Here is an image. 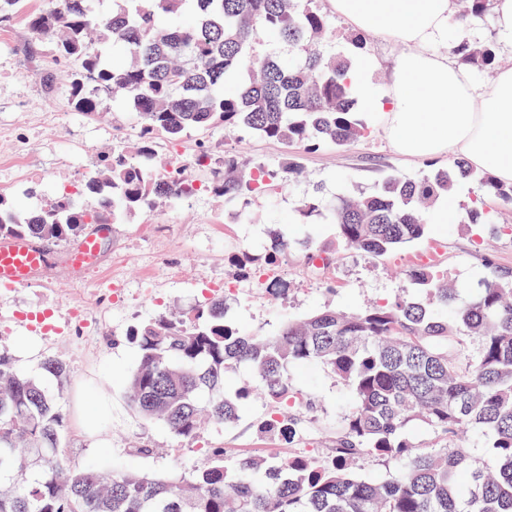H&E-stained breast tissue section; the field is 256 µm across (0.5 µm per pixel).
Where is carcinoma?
Returning <instances> with one entry per match:
<instances>
[{
  "label": "carcinoma",
  "instance_id": "carcinoma-1",
  "mask_svg": "<svg viewBox=\"0 0 512 512\" xmlns=\"http://www.w3.org/2000/svg\"><path fill=\"white\" fill-rule=\"evenodd\" d=\"M316 0H112L99 15L93 0H49L27 16L38 41L53 44L70 69L74 108L100 118V96L122 92L141 118L140 141L115 145L94 176L91 206L61 199L25 212L0 197V236L54 244L80 236L87 224L196 195L203 186L227 203L251 200L299 178L298 151L330 144L344 149L369 137L357 111L352 59L325 50L332 35ZM486 16V0H461L454 21ZM264 35V62L252 70ZM129 55L106 65L99 47ZM480 71L496 67L488 44L452 48ZM230 127L297 149L276 165L226 153L196 157L205 181L171 176L177 164L156 162V143L182 140L189 129ZM472 181L504 206L512 185L459 160L420 178L389 176L372 191L301 200V223L334 224L339 242L375 259L424 236V210ZM449 223L490 224L483 197ZM403 288H421L357 311L324 308L274 336H245L226 321L224 297L179 315L133 326L139 349L130 375V403L178 439L194 437L205 414L226 426L239 404L258 392L270 412L261 432L291 444L301 428L292 409L308 399L290 381L296 365H318L350 389L353 404L327 455H254L228 465L225 448H210L188 478H160L119 465L79 468L64 451L63 394L20 371L0 354V512H512V271L493 270L481 288L460 299L436 262L402 273ZM241 366L257 386L228 394L225 375ZM58 381L67 364L47 358ZM432 433L417 445L405 432ZM471 431L486 444L483 462L460 441ZM366 457L401 462L387 480H363L351 464Z\"/></svg>",
  "mask_w": 512,
  "mask_h": 512
}]
</instances>
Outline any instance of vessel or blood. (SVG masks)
<instances>
[{
  "label": "vessel or blood",
  "mask_w": 512,
  "mask_h": 512,
  "mask_svg": "<svg viewBox=\"0 0 512 512\" xmlns=\"http://www.w3.org/2000/svg\"><path fill=\"white\" fill-rule=\"evenodd\" d=\"M109 230L106 224L96 226L59 261L30 240L0 238V284L8 288L31 286L51 277L60 267L69 275H82L98 265L100 240Z\"/></svg>",
  "instance_id": "1"
}]
</instances>
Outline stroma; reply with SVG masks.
I'll use <instances>...</instances> for the list:
<instances>
[{
  "label": "stroma",
  "instance_id": "35a3bbf8",
  "mask_svg": "<svg viewBox=\"0 0 512 512\" xmlns=\"http://www.w3.org/2000/svg\"><path fill=\"white\" fill-rule=\"evenodd\" d=\"M32 41L21 16L0 22V195L27 209L54 202L65 185L81 178L92 157L133 141L140 123L125 99L109 95L101 100L106 119L76 112L52 47L41 45L32 55ZM407 50V45L371 36L365 55L373 63L377 90L391 84L394 62ZM363 117L371 129L367 139L344 150L324 146L303 154L304 175L288 188L272 189L246 204H227L205 192L184 203L133 213L113 225L101 242L99 267L82 277L61 275L42 285L0 291V351L36 377L42 374L40 359L50 355L60 356L71 369L63 385L65 454L71 465L118 463L152 475L188 474L202 463L208 448L221 446L238 457L286 451L260 434L258 425L269 408L256 396L241 405L236 424L209 423L196 438L184 441L136 413L128 399V380L139 351L127 332L138 322L222 295L233 327L272 336L284 321L305 318L327 305L356 310L394 297L401 286L399 271L430 251L464 295L492 270L512 269V237L502 231L512 224V211L492 197L485 204L496 213V223H432L424 238L385 257L370 259L344 249L338 262L311 267L303 243L333 246L337 233L332 224L299 222L295 208L303 196L319 189L330 197L365 191L389 174L417 177L449 164L445 158L430 163L397 154L379 129L377 114L367 111ZM208 138L218 157L233 151L274 161L287 152L281 143L238 131L220 128ZM275 232L297 244L287 264L274 269L284 290L277 300L251 278H237L227 262L231 253L264 255ZM116 283L125 290L120 302L112 299ZM76 299L83 302L79 322L71 316ZM40 311L50 312L57 332L27 329L25 316ZM30 338L39 360L20 353L22 342ZM290 378L313 403L304 414L296 448L310 444L323 452L334 447L352 404L350 392L314 365L292 368ZM102 396L112 400V417L90 437L78 426V406Z\"/></svg>",
  "mask_w": 512,
  "mask_h": 512
}]
</instances>
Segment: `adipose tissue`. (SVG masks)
I'll list each match as a JSON object with an SVG mask.
<instances>
[{
  "instance_id": "obj_1",
  "label": "adipose tissue",
  "mask_w": 512,
  "mask_h": 512,
  "mask_svg": "<svg viewBox=\"0 0 512 512\" xmlns=\"http://www.w3.org/2000/svg\"><path fill=\"white\" fill-rule=\"evenodd\" d=\"M353 29L420 46L400 56L381 93L367 82L369 65L353 66L355 99L381 113L383 133L400 154L462 158L512 184V70L475 86L451 56L431 52L448 40L450 0H328Z\"/></svg>"
}]
</instances>
